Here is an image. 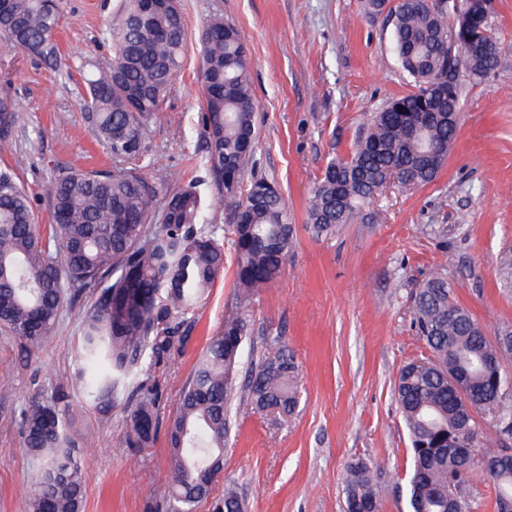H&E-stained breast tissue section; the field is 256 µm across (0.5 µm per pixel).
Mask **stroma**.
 <instances>
[{
    "mask_svg": "<svg viewBox=\"0 0 512 512\" xmlns=\"http://www.w3.org/2000/svg\"><path fill=\"white\" fill-rule=\"evenodd\" d=\"M186 41L183 66L151 127L137 165L149 179L178 187L206 176L199 38L224 17L246 34L258 140L249 173L273 179L296 226L282 274L260 289L249 312L252 337L280 340L300 370L298 413H233L222 482L236 481L247 512H345V468L371 465L378 512H407L410 443L395 399L401 367L429 351L416 333L410 295L433 272L486 332L512 324V0H490L496 70L463 84L461 122L448 159L432 182L389 184L369 201L368 218L315 238L306 229L312 188L326 166L348 159L370 113L413 91L393 51L392 24L365 0H179ZM121 0H61L56 33L60 63L0 41V94L20 119L0 137V166H13L49 232L47 189L60 169L118 167L82 106L85 82L112 63ZM236 261L224 246V275L185 317L183 345L145 368L157 392L160 426L150 447L119 454L126 412L101 414L80 389L68 403L85 482L82 512H157L169 484L165 427L180 390L209 338L235 312ZM87 296L67 297L51 337L28 351L0 330V512H25L39 461L25 447L21 412L46 400L72 369Z\"/></svg>",
    "mask_w": 512,
    "mask_h": 512,
    "instance_id": "stroma-1",
    "label": "stroma"
}]
</instances>
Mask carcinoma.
<instances>
[{"instance_id":"carcinoma-1","label":"carcinoma","mask_w":512,"mask_h":512,"mask_svg":"<svg viewBox=\"0 0 512 512\" xmlns=\"http://www.w3.org/2000/svg\"><path fill=\"white\" fill-rule=\"evenodd\" d=\"M478 18L461 44L448 34L449 0H367L371 14L387 12L402 69L415 91L374 113L349 159L331 162L316 183L307 226L316 237L350 223L378 192L382 173L399 167L416 185L435 180L458 127L445 114L460 106V72L482 81L498 65V44L481 0ZM142 0H124L123 19L112 34V65L87 82L84 109L93 130L115 159L141 158L151 124L182 65L184 20L179 7L154 23L140 21ZM59 4L14 0L0 12V39L52 66ZM202 80L207 132V178L176 189L150 181L138 169L111 172L66 169L48 189L52 236L35 224L30 196L15 173L0 168V328L33 349L58 322L67 292L91 300L83 321L77 372L59 378L54 395L22 413L24 446L42 467L31 480L26 512H82L85 484L69 433L70 386L81 385L102 414L125 398L128 423L123 447L147 448L156 431L155 398L144 393V364L183 343L175 320L193 312L224 272L220 227L212 211L231 206L227 231L236 255V300L210 337L184 384L170 421L171 483L168 512H198L224 468V449L234 404L292 415L300 403L297 366L276 340L245 366L243 346L250 322L243 309L288 262L295 227L275 182L246 180L257 138V103L250 79L245 34L222 17L202 32ZM216 186L210 197L204 185ZM428 357L400 371L396 398L408 432L413 469L407 482L409 512H477L481 503L466 490L474 467L448 450L452 435L482 457L495 489L496 512L512 502V327L490 336L452 297L447 279L435 274L410 295ZM346 505L377 512L371 468L345 469ZM223 512H246L233 481L215 500Z\"/></svg>"}]
</instances>
